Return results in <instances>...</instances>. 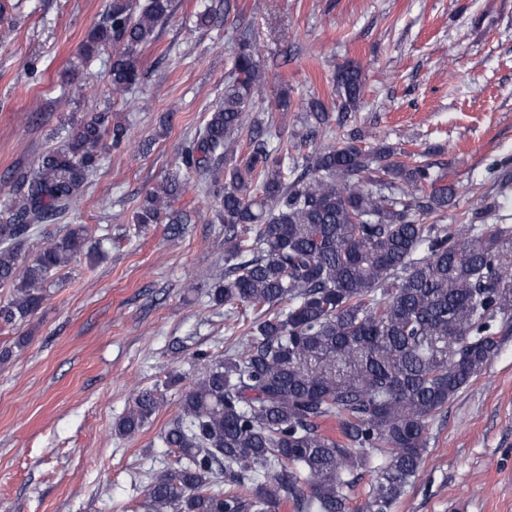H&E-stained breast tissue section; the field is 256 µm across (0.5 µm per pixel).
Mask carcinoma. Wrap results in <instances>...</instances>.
<instances>
[{
	"instance_id": "obj_1",
	"label": "carcinoma",
	"mask_w": 512,
	"mask_h": 512,
	"mask_svg": "<svg viewBox=\"0 0 512 512\" xmlns=\"http://www.w3.org/2000/svg\"><path fill=\"white\" fill-rule=\"evenodd\" d=\"M172 0H110L108 23L89 34L86 56L110 44L112 94L140 80L138 47L153 40ZM258 48L243 38L224 101L182 152L196 187L220 201L224 279L207 297L254 312L249 339L184 391L164 441L175 462L146 489L148 512H349L348 476L372 468L366 512H390L427 451L430 420L497 354L493 321H512V227L436 219L460 190L447 174L398 146L363 145L352 130L334 145L288 160L283 132L252 115L263 87ZM332 115L307 103L306 134L359 110L361 69H336ZM249 150L235 153L240 136ZM129 145L110 113L81 121L65 143L20 173L23 194L0 221V326L44 300L43 284L81 256L101 257L79 224L35 254L24 243L75 210L104 146ZM187 182L173 175L146 195L135 231L155 224ZM161 405L143 389L117 431L138 432ZM336 421L339 436L323 425ZM224 476L225 489L212 490Z\"/></svg>"
}]
</instances>
